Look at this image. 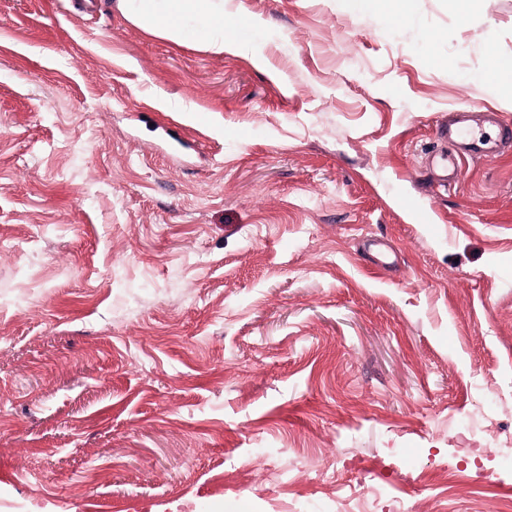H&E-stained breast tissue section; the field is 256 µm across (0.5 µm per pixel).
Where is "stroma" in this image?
Returning a JSON list of instances; mask_svg holds the SVG:
<instances>
[{
  "mask_svg": "<svg viewBox=\"0 0 512 512\" xmlns=\"http://www.w3.org/2000/svg\"><path fill=\"white\" fill-rule=\"evenodd\" d=\"M224 13L0 0V512H501L512 150L426 156L512 0ZM117 7L140 27L172 40L191 36L216 52L244 48L236 31L227 32L223 0H117Z\"/></svg>",
  "mask_w": 512,
  "mask_h": 512,
  "instance_id": "35a3bbf8",
  "label": "stroma"
}]
</instances>
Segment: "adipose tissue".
Instances as JSON below:
<instances>
[{"instance_id":"ef3b65f1","label":"adipose tissue","mask_w":512,"mask_h":512,"mask_svg":"<svg viewBox=\"0 0 512 512\" xmlns=\"http://www.w3.org/2000/svg\"><path fill=\"white\" fill-rule=\"evenodd\" d=\"M117 7L140 27L173 40L189 36L217 52L240 43L227 31L224 0H117Z\"/></svg>"}]
</instances>
